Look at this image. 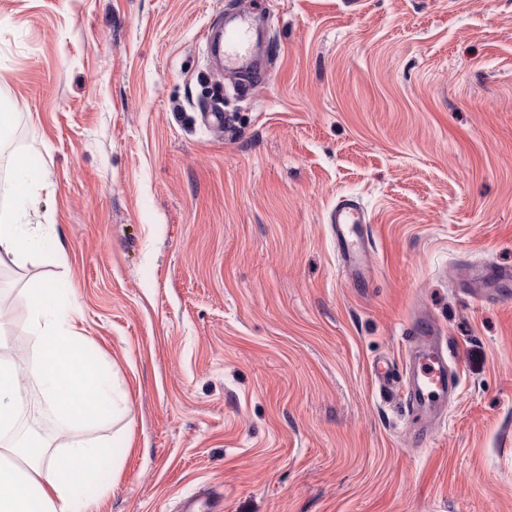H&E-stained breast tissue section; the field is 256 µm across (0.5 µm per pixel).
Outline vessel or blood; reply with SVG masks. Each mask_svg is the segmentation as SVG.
Returning <instances> with one entry per match:
<instances>
[{"instance_id":"obj_1","label":"vessel or blood","mask_w":512,"mask_h":512,"mask_svg":"<svg viewBox=\"0 0 512 512\" xmlns=\"http://www.w3.org/2000/svg\"><path fill=\"white\" fill-rule=\"evenodd\" d=\"M256 23L247 14H233L224 23V69L234 72L251 60L255 50ZM329 222L345 275L358 276L363 272L362 258L369 243L368 219L364 210L353 200H339L331 210ZM467 279L476 299H485L492 285L512 284V269L487 265L468 270ZM372 371L385 388H399L407 403L408 416L417 427L418 436H426L431 416L437 415L449 391L456 388L458 378L448 371L443 339L436 323L426 322L415 346L405 361L401 376H394L391 364L375 361ZM220 502L209 493L188 497L182 502V512H218Z\"/></svg>"}]
</instances>
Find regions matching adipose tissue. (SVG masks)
I'll list each match as a JSON object with an SVG mask.
<instances>
[{"label":"adipose tissue","mask_w":512,"mask_h":512,"mask_svg":"<svg viewBox=\"0 0 512 512\" xmlns=\"http://www.w3.org/2000/svg\"><path fill=\"white\" fill-rule=\"evenodd\" d=\"M27 201L0 211V262L40 248L43 235L24 224ZM24 334L32 356L24 364L7 356L8 331L0 324V512H93V496L81 495L102 461L114 460L116 445L87 439L77 427L113 413L116 400L98 363H85L89 343L75 324V311L53 285L32 288ZM83 361L81 374L65 372L68 361ZM41 388L46 414L69 429L60 447L46 438L19 434L27 389Z\"/></svg>","instance_id":"adipose-tissue-1"}]
</instances>
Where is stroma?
<instances>
[{"label":"stroma","mask_w":512,"mask_h":512,"mask_svg":"<svg viewBox=\"0 0 512 512\" xmlns=\"http://www.w3.org/2000/svg\"><path fill=\"white\" fill-rule=\"evenodd\" d=\"M228 11L265 42L245 90L210 71ZM1 110L0 186L24 160L60 235L0 265L9 352L55 285L125 399L81 429L125 442L97 512H512V290L464 278L512 268V0H0ZM425 320L461 384L421 440L372 363ZM369 222L364 210L351 199L339 200L330 212L329 224L348 277L363 274L361 259L369 243ZM466 278L473 287L471 289L475 298L484 300L488 291V288H484L485 285L512 284V269L491 265L473 267L468 270ZM220 500L211 493L190 496L182 502V512H216L219 511Z\"/></svg>","instance_id":"stroma-1"}]
</instances>
